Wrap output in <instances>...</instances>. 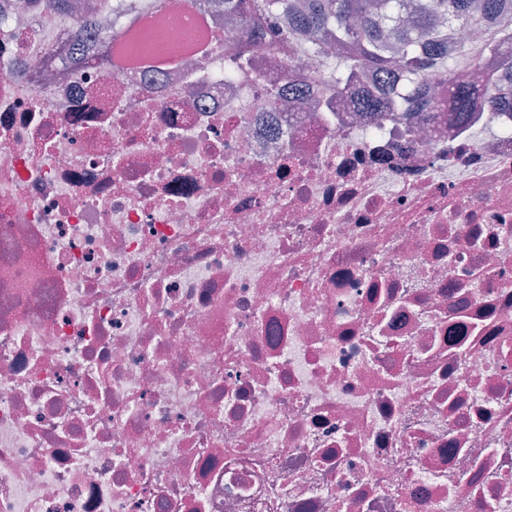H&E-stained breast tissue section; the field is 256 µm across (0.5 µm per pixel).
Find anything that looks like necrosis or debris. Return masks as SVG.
<instances>
[{"label": "necrosis or debris", "mask_w": 512, "mask_h": 512, "mask_svg": "<svg viewBox=\"0 0 512 512\" xmlns=\"http://www.w3.org/2000/svg\"><path fill=\"white\" fill-rule=\"evenodd\" d=\"M49 3L0 0V512H512V111ZM145 14L205 51L114 66Z\"/></svg>", "instance_id": "1"}]
</instances>
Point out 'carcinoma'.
I'll use <instances>...</instances> for the list:
<instances>
[{
	"instance_id": "1",
	"label": "carcinoma",
	"mask_w": 512,
	"mask_h": 512,
	"mask_svg": "<svg viewBox=\"0 0 512 512\" xmlns=\"http://www.w3.org/2000/svg\"><path fill=\"white\" fill-rule=\"evenodd\" d=\"M243 18V40L271 53L318 58L338 95L357 94L360 71L394 75L404 102L457 115L483 104L487 89L463 80L462 68L492 62L512 81V0H223ZM460 28L482 34L456 40Z\"/></svg>"
}]
</instances>
